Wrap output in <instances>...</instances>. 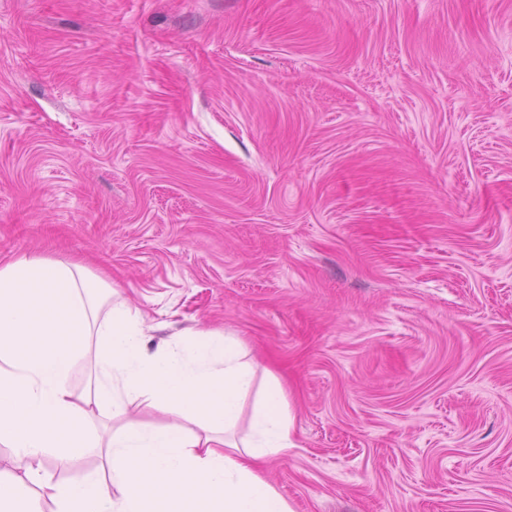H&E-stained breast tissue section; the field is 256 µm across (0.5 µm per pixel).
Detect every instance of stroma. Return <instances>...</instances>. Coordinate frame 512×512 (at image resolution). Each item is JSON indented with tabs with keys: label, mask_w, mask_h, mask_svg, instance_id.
<instances>
[{
	"label": "stroma",
	"mask_w": 512,
	"mask_h": 512,
	"mask_svg": "<svg viewBox=\"0 0 512 512\" xmlns=\"http://www.w3.org/2000/svg\"><path fill=\"white\" fill-rule=\"evenodd\" d=\"M285 387L294 512H512V0H0V259Z\"/></svg>",
	"instance_id": "stroma-1"
}]
</instances>
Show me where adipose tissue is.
Listing matches in <instances>:
<instances>
[{
	"mask_svg": "<svg viewBox=\"0 0 512 512\" xmlns=\"http://www.w3.org/2000/svg\"><path fill=\"white\" fill-rule=\"evenodd\" d=\"M150 331L81 263L37 254L0 263V446L9 450L0 512H18L22 489L49 512H292L260 473L292 446L280 381L268 374L252 389L248 350L221 332L156 341ZM135 406L170 420L138 422ZM84 453L101 458V471L54 478Z\"/></svg>",
	"mask_w": 512,
	"mask_h": 512,
	"instance_id": "ef3b65f1",
	"label": "adipose tissue"
}]
</instances>
